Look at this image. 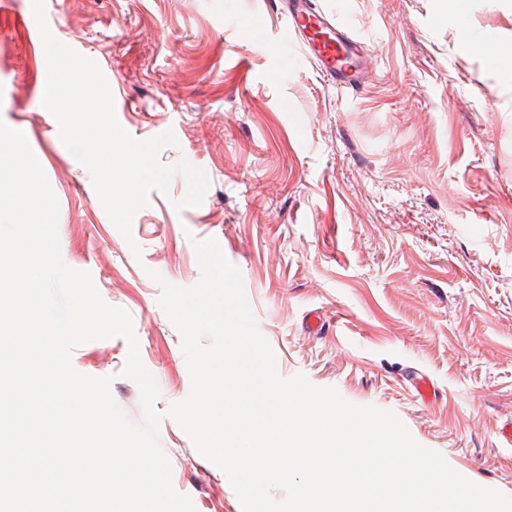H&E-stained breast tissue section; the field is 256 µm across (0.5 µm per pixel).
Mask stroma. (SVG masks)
Instances as JSON below:
<instances>
[{"instance_id":"stroma-1","label":"stroma","mask_w":512,"mask_h":512,"mask_svg":"<svg viewBox=\"0 0 512 512\" xmlns=\"http://www.w3.org/2000/svg\"><path fill=\"white\" fill-rule=\"evenodd\" d=\"M315 2L359 43L361 91L336 89L306 60L278 69V0H46L55 37L106 65L122 128L138 140L173 130L161 163L209 179L201 204L181 211L182 174L151 192L132 226L141 257L42 105L43 44L22 27L31 0H0V121L25 134L58 200L63 261L130 313L159 410L191 380L146 271L195 285L191 241L212 238L241 271L281 377L394 411L464 477L512 496V447L498 440L512 421V55L496 52L512 41V0H462L470 41L441 0ZM126 355L117 337L71 361L113 376L114 400L138 422ZM411 371L435 396L408 389ZM159 441L195 512H242L172 419Z\"/></svg>"}]
</instances>
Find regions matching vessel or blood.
<instances>
[{
  "mask_svg": "<svg viewBox=\"0 0 512 512\" xmlns=\"http://www.w3.org/2000/svg\"><path fill=\"white\" fill-rule=\"evenodd\" d=\"M280 8L288 21L282 41L295 46L294 51H282L283 63L304 55L338 89L358 90L365 74L355 63L356 43L348 33L310 0H281Z\"/></svg>",
  "mask_w": 512,
  "mask_h": 512,
  "instance_id": "b4317fda",
  "label": "vessel or blood"
}]
</instances>
